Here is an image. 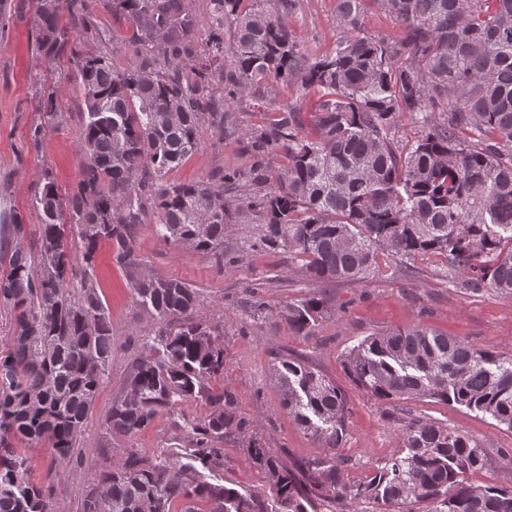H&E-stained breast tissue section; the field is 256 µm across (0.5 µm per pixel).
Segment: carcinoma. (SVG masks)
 <instances>
[{
    "instance_id": "1",
    "label": "carcinoma",
    "mask_w": 512,
    "mask_h": 512,
    "mask_svg": "<svg viewBox=\"0 0 512 512\" xmlns=\"http://www.w3.org/2000/svg\"><path fill=\"white\" fill-rule=\"evenodd\" d=\"M95 0H39L37 50L70 53L84 97L77 194L64 200L51 173L36 198L37 251L17 248L0 279L16 331L0 357V512H51L32 462L16 447L37 442L52 464L74 461L84 424L112 361V323L95 275L100 244L130 267L133 296L156 328L142 339L126 395L112 405L113 432L134 436L164 409L191 398L214 406L182 426L186 447L128 451L103 472L82 512H512V485L478 486L486 463L469 439L435 423L402 425L396 454L364 483L341 478L336 457L290 462L266 446L254 420L208 378L224 373V346L195 316L198 293L139 273L132 233L152 220L165 241L224 257L228 191L254 187L247 209L258 243L285 247L312 277L362 282L384 251L407 263L437 255L474 294L512 295V0H336L343 35L317 54L288 28L272 0H210L202 23L187 0H105L122 21L135 65L118 70L77 48ZM377 6L398 25L388 41L365 33ZM67 10L72 24L60 25ZM234 37L224 45V21ZM231 69H224V57ZM224 96L211 95L212 82ZM295 83L314 98L311 130L293 112L253 132L254 152L280 149L273 175L257 164L215 181L166 175L200 147L205 124L239 131L230 104L259 83ZM409 114L417 136L399 139ZM77 227L66 243L64 215ZM330 316L323 299L288 303L280 317L309 336ZM356 386L381 404L429 399L490 416L512 431V356L424 325L364 337L343 355ZM282 406L326 447L346 436L349 406L335 381L299 360L273 367ZM238 435L268 489L240 491L207 474L224 469L226 435Z\"/></svg>"
}]
</instances>
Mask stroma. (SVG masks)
<instances>
[{"label":"stroma","mask_w":512,"mask_h":512,"mask_svg":"<svg viewBox=\"0 0 512 512\" xmlns=\"http://www.w3.org/2000/svg\"><path fill=\"white\" fill-rule=\"evenodd\" d=\"M37 6L38 0H7L0 9V227L22 224L27 228L21 239L0 230V276L8 270L3 254L18 246L33 247L37 239L40 216L34 198L43 188V170L52 171L58 194L67 197L77 191L84 164L80 75L68 56L48 62L37 50ZM93 23L103 36H81L84 49L113 55L117 68L128 67L131 57L125 44H113L110 38L111 12L96 8ZM288 25L303 46L332 47L339 35L336 0H295ZM51 92L56 95L58 116L48 123L43 104ZM312 103V96L293 84L256 86L244 96L239 118L249 125H262L272 109L289 106L299 109L306 123L311 119ZM255 161L245 139L226 136L209 126L200 149L167 179L175 183L208 180L231 169L249 170ZM258 232L253 214L237 208L224 231L223 260L207 251L164 241L151 223L139 225L132 245L141 272L193 288L199 295L197 314L218 327L224 372L210 380L212 392L231 393L238 413L255 419L267 446L287 450L289 460L328 455V448L300 429L283 408L271 378L277 358H300L334 380L348 396V431L333 452L345 479L365 480L375 466L398 450L402 422L423 418L485 449L487 463L470 474L471 483L512 484V431L490 417L428 399L380 404L358 389L342 366L344 353L370 332L416 323L510 356L512 296L466 293L432 255L416 257L409 273L396 258L382 254L365 282L318 281L288 251L257 245ZM96 275L112 322V362L83 428L79 443L83 462L52 478L45 446H27L36 481L51 486L54 512H81L85 492L97 485L105 467L123 452L179 447L184 419H202L211 411L205 400L191 398L159 413L135 436L108 430L106 419L113 404L125 395L128 366L140 353L152 318L131 295L129 268L119 259L116 245L102 244ZM256 283L268 310L262 321L253 320L244 307ZM313 294L325 297L334 314L313 335H294L277 313L288 302ZM223 448L224 468L211 473L210 481L240 490L265 487L264 473L238 438L225 437Z\"/></svg>","instance_id":"35a3bbf8"}]
</instances>
